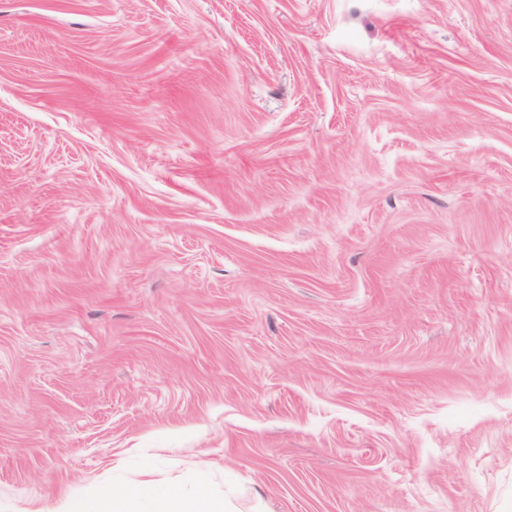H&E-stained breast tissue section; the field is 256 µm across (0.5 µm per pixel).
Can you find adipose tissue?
<instances>
[{
  "instance_id": "obj_1",
  "label": "adipose tissue",
  "mask_w": 512,
  "mask_h": 512,
  "mask_svg": "<svg viewBox=\"0 0 512 512\" xmlns=\"http://www.w3.org/2000/svg\"><path fill=\"white\" fill-rule=\"evenodd\" d=\"M64 512H234L230 502L215 497L201 487L185 494L178 484L159 491L152 480L144 479L136 485L105 495L95 504L74 500Z\"/></svg>"
}]
</instances>
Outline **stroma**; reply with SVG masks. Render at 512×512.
<instances>
[{"instance_id": "1", "label": "stroma", "mask_w": 512, "mask_h": 512, "mask_svg": "<svg viewBox=\"0 0 512 512\" xmlns=\"http://www.w3.org/2000/svg\"><path fill=\"white\" fill-rule=\"evenodd\" d=\"M512 512V0H0V512ZM63 512H235L224 496L215 497L207 488L200 487L186 495L173 482L166 491L160 492L151 479H143L136 485L105 495L102 501L89 505L84 501L69 502Z\"/></svg>"}]
</instances>
